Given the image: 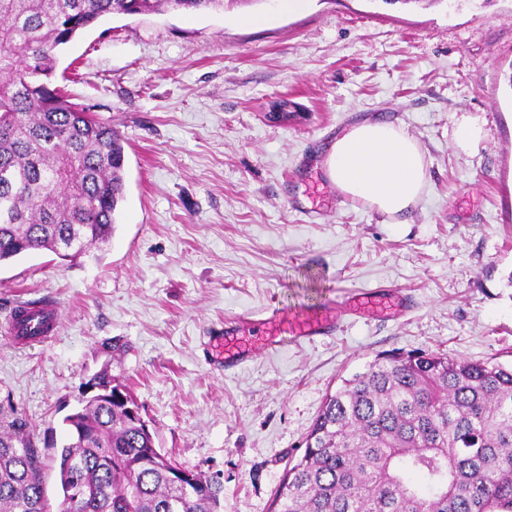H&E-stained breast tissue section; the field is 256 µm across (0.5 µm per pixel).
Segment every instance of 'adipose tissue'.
<instances>
[{
  "mask_svg": "<svg viewBox=\"0 0 512 512\" xmlns=\"http://www.w3.org/2000/svg\"><path fill=\"white\" fill-rule=\"evenodd\" d=\"M325 168L342 193L391 218L408 215L428 183L420 144L393 123L371 117L336 137Z\"/></svg>",
  "mask_w": 512,
  "mask_h": 512,
  "instance_id": "1",
  "label": "adipose tissue"
}]
</instances>
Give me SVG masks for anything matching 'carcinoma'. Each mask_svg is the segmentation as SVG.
Segmentation results:
<instances>
[{
  "label": "carcinoma",
  "mask_w": 512,
  "mask_h": 512,
  "mask_svg": "<svg viewBox=\"0 0 512 512\" xmlns=\"http://www.w3.org/2000/svg\"><path fill=\"white\" fill-rule=\"evenodd\" d=\"M253 0H0V262L112 238L125 150L112 124L55 85L57 52L107 16ZM119 339L101 343L108 360ZM112 398L66 415L59 512H221L224 487L155 445L109 364ZM288 468L274 512H512V364L382 353L341 379ZM27 422L0 413V512H50Z\"/></svg>",
  "instance_id": "1"
}]
</instances>
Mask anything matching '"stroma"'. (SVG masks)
I'll return each instance as SVG.
<instances>
[{
	"label": "stroma",
	"instance_id": "obj_1",
	"mask_svg": "<svg viewBox=\"0 0 512 512\" xmlns=\"http://www.w3.org/2000/svg\"><path fill=\"white\" fill-rule=\"evenodd\" d=\"M73 101L111 122L125 194L110 243L69 262L43 250L0 263V409L27 420L63 499L62 424L105 361L141 404L163 454L219 479L223 512H270L326 395L377 354L441 350L512 362V0H265L195 14L114 15L65 46ZM294 103L288 124L271 101ZM420 143L429 183L406 223L344 197L324 167L364 117ZM477 134L458 144L459 124ZM378 286L412 311L351 314ZM57 303L51 339L22 346L14 303ZM339 329L283 339L223 372L211 336L266 309Z\"/></svg>",
	"mask_w": 512,
	"mask_h": 512
}]
</instances>
